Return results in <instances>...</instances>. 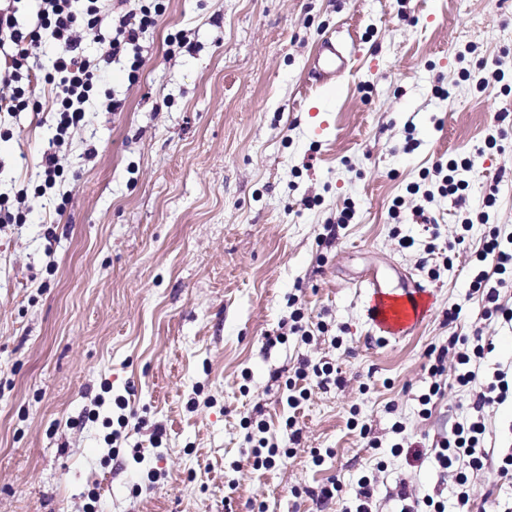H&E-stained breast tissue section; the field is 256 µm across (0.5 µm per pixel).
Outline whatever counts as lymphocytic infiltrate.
I'll return each instance as SVG.
<instances>
[{
	"mask_svg": "<svg viewBox=\"0 0 512 512\" xmlns=\"http://www.w3.org/2000/svg\"><path fill=\"white\" fill-rule=\"evenodd\" d=\"M15 0H0V43L7 41L14 47L11 62L0 70V81L14 87L11 99L5 103L8 112H20L38 105V86H46L50 110L56 120L55 141H64L71 127L84 118L85 105L106 81L108 66L119 57H126L129 80H138L146 58L140 40L143 34L156 26L165 12L164 0H138L136 9L108 18L102 13L99 0H84L82 8H75L74 0H37V27L23 30L16 17ZM94 34L99 53L96 61L84 55L82 32ZM50 34L57 51L45 73L31 77L28 68L37 59L43 34ZM483 255L492 259V271H479L471 283L474 291L482 293L488 303L487 314H499L512 321V309L500 306L502 288L512 285V232L501 234L493 230L483 245ZM450 346L457 349L458 386L480 384L474 402L475 409L504 401L512 393V383L502 370H495L490 382H483L476 368L484 359L486 345L466 336H454ZM486 425L476 420L468 426L457 427L452 441L446 442L436 458L442 468H452L462 457L470 467L484 465L486 454L482 448Z\"/></svg>",
	"mask_w": 512,
	"mask_h": 512,
	"instance_id": "obj_1",
	"label": "lymphocytic infiltrate"
}]
</instances>
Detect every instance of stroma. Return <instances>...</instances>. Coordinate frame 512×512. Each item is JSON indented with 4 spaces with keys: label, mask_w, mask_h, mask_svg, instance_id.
<instances>
[{
    "label": "stroma",
    "mask_w": 512,
    "mask_h": 512,
    "mask_svg": "<svg viewBox=\"0 0 512 512\" xmlns=\"http://www.w3.org/2000/svg\"><path fill=\"white\" fill-rule=\"evenodd\" d=\"M166 6L139 81L110 65L45 195L34 189L53 115L0 116L13 133L0 138V195L28 189L32 209L0 224V512H346L365 475L375 512H401V489L455 512L435 454L479 418L487 462L456 465L469 510L512 507V473L497 470L512 397L475 410L451 354L429 373L432 349L473 334L493 347L482 371L512 367V324L485 317L469 288L492 226L512 230V0ZM180 30L191 49L168 45ZM326 36L354 58L313 89ZM463 159L467 189L436 194V164ZM392 267L428 303L412 330L384 338L358 283ZM305 360L343 384L302 380L308 396L292 409L288 379ZM435 382L440 396L421 407ZM119 396L133 415L114 451ZM290 416L293 454L254 469L245 420L284 446ZM333 482L345 497L320 498Z\"/></svg>",
    "instance_id": "1"
}]
</instances>
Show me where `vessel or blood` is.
Instances as JSON below:
<instances>
[{"label":"vessel or blood","instance_id":"b4317fda","mask_svg":"<svg viewBox=\"0 0 512 512\" xmlns=\"http://www.w3.org/2000/svg\"><path fill=\"white\" fill-rule=\"evenodd\" d=\"M350 58L339 51L335 44L325 43L319 56V78H328L347 69ZM395 271H379L362 280L373 301L375 322L385 331L409 327L421 315L424 292L420 283L412 277H405L402 284H395Z\"/></svg>","mask_w":512,"mask_h":512}]
</instances>
